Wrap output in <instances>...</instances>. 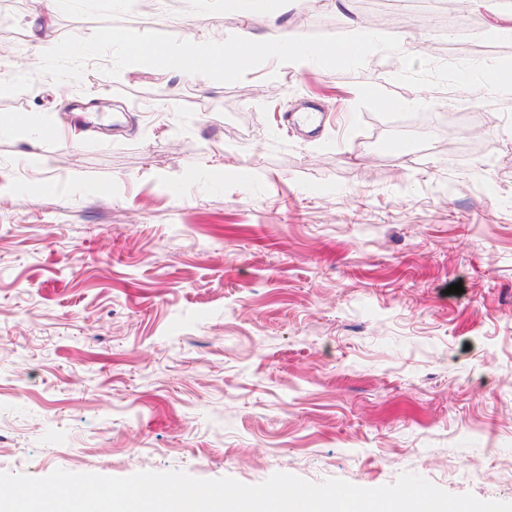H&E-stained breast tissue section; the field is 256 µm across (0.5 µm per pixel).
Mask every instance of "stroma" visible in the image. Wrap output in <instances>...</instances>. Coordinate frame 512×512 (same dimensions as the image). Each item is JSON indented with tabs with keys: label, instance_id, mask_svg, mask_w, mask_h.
<instances>
[{
	"label": "stroma",
	"instance_id": "obj_1",
	"mask_svg": "<svg viewBox=\"0 0 512 512\" xmlns=\"http://www.w3.org/2000/svg\"><path fill=\"white\" fill-rule=\"evenodd\" d=\"M366 1L392 2L273 19L180 0L119 23L333 35ZM476 10L499 59L512 0ZM393 34L465 58L436 14ZM110 63L28 69L0 96L34 120L0 135V471L413 472L512 502V94L463 114L460 89L397 83L383 54L353 72L271 59L232 84ZM306 97L327 111L312 134L281 120Z\"/></svg>",
	"mask_w": 512,
	"mask_h": 512
}]
</instances>
